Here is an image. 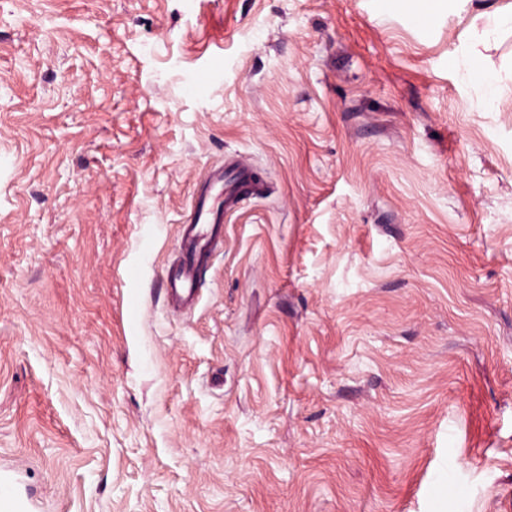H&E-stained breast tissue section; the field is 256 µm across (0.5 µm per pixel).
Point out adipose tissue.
I'll return each mask as SVG.
<instances>
[{"instance_id":"1","label":"adipose tissue","mask_w":512,"mask_h":512,"mask_svg":"<svg viewBox=\"0 0 512 512\" xmlns=\"http://www.w3.org/2000/svg\"><path fill=\"white\" fill-rule=\"evenodd\" d=\"M448 12L452 15L471 14V49L462 60L466 75H475L484 87L483 95L477 99V110L486 109L499 90L500 76L496 71L483 68L482 50L490 46L495 33L512 30V8L486 12L475 9L474 0H447Z\"/></svg>"}]
</instances>
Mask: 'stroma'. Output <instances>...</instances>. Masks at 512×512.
<instances>
[{
    "instance_id": "obj_1",
    "label": "stroma",
    "mask_w": 512,
    "mask_h": 512,
    "mask_svg": "<svg viewBox=\"0 0 512 512\" xmlns=\"http://www.w3.org/2000/svg\"><path fill=\"white\" fill-rule=\"evenodd\" d=\"M416 9L0 0V512H512V34ZM436 1H445L448 4L449 15L459 16L463 13H473L470 25L471 49L469 55L459 63L463 66L466 77L471 75L480 77L484 93L477 99L475 107L477 110H484L493 102L498 93L500 76L494 70L482 69L483 54L478 47L483 46L486 49L493 41L492 36L495 33L512 30V4L508 10L499 9L486 12L481 11L478 5L475 7L473 0H423L418 14L422 22L427 25H430L434 19ZM263 190L264 184L255 181L251 170L240 166L216 168L201 184L182 226L180 266L167 276V289L175 308H189L197 298L198 271L211 249L219 243L213 235L215 229L208 226L216 223L219 207L224 214L234 211L244 199L260 195Z\"/></svg>"
}]
</instances>
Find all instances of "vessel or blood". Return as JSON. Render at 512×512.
<instances>
[{"label": "vessel or blood", "mask_w": 512, "mask_h": 512, "mask_svg": "<svg viewBox=\"0 0 512 512\" xmlns=\"http://www.w3.org/2000/svg\"><path fill=\"white\" fill-rule=\"evenodd\" d=\"M263 190V183L256 181L249 169L240 166L216 168L201 184L182 227L180 266L167 277L175 308L191 307L197 298L198 271L218 243L211 230L217 213L234 211L244 199L260 195Z\"/></svg>", "instance_id": "b4317fda"}]
</instances>
